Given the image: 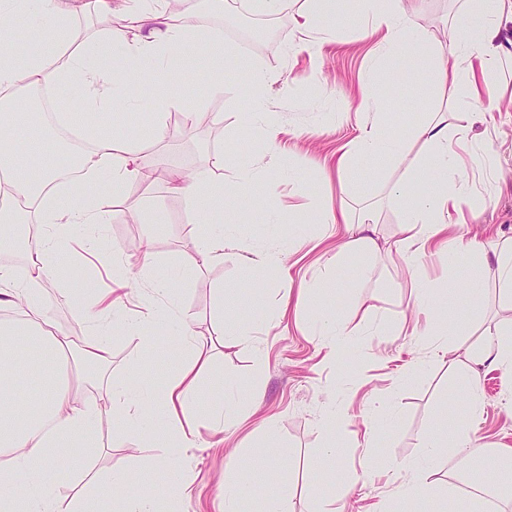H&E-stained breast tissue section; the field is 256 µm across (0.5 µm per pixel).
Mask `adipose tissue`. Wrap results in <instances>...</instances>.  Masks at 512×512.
<instances>
[{
    "label": "adipose tissue",
    "mask_w": 512,
    "mask_h": 512,
    "mask_svg": "<svg viewBox=\"0 0 512 512\" xmlns=\"http://www.w3.org/2000/svg\"><path fill=\"white\" fill-rule=\"evenodd\" d=\"M82 3L96 5L105 13L112 10V0H0V227L14 224L15 209L21 202L27 207V218L44 227L43 233L26 243L23 277L0 266V310L19 314L18 319L0 321V512H102L107 501L113 512H157L149 487H130L120 475L101 484L94 496L61 505L58 490L73 479L66 460L74 450L95 447L90 422L100 414H111L123 430L138 432L159 447V454L145 468L175 472L174 498H191L195 483L183 455L198 445L199 422L194 410L201 376L209 369L211 357L199 346L186 316L177 308L174 288L163 287L167 303L159 315L162 322L182 331V363L157 391L115 387L104 404L86 407L78 405L77 395L88 379L62 375L71 343L55 334L42 292L61 267L72 227L106 220L95 198L85 194V186L99 185L118 202L142 178L138 156L124 129L111 122L114 104L142 97L139 76L144 67H151L168 83L179 82V72L168 68L167 62L176 57L192 61L200 35L178 22L169 0H123L126 20L136 31L134 38L116 44L103 36L76 46L71 40V23ZM358 3L361 16L378 37L376 65H383L390 56H414L419 62L414 80L443 90L463 88L476 99L489 98V106L470 113L469 120L496 125L497 107L492 103L489 77L503 59L512 58V43L501 38L503 27L512 24V0H468L466 13L444 42L431 41L425 31L410 25L423 0ZM17 14L26 15L32 42H39L44 33L52 34L53 52L34 50L19 55L11 51V19ZM104 51L113 54L108 70L93 62ZM24 89L57 94L80 90L81 125L94 149L73 158L77 179L59 184L56 170L50 167L36 175L30 173L29 160L41 153L50 131L39 107L23 101L20 92ZM21 124L35 126L36 134L17 138L15 130ZM412 139L423 143L426 154L413 167L411 178L427 182L429 189L405 208L400 224L405 261L410 265L427 243L453 225L454 214L470 201L469 183L456 152L467 140L465 127L449 128L444 119L431 114L414 127ZM406 150L407 141L366 127L341 154L337 170L348 171L357 156L399 162ZM168 189L188 202L196 223H223L224 207L232 196L223 184L178 174L169 178ZM111 265L115 291L101 292L94 281L83 278L68 282L62 290L67 301L81 308L89 325L80 355L99 373L112 362L104 314L124 318L130 328L138 326L136 317L127 314L120 293L130 280L121 252H113Z\"/></svg>",
    "instance_id": "obj_1"
}]
</instances>
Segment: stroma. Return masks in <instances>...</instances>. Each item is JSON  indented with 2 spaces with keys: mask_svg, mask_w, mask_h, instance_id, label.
<instances>
[{
  "mask_svg": "<svg viewBox=\"0 0 512 512\" xmlns=\"http://www.w3.org/2000/svg\"><path fill=\"white\" fill-rule=\"evenodd\" d=\"M223 10L211 0H187V24L224 42V59L216 61L207 45H200L193 64L201 80L191 85L153 86V95L182 98L190 114L171 110L169 141L144 136L149 98L135 109H116L115 122L134 136L143 163L165 157L169 168L237 186L243 167L257 180L242 187V205L225 213L237 224L238 239L224 246L222 264L198 277L187 270L195 256L197 229L187 202L167 189L165 173L138 185L121 203V214L94 227L78 225L74 242L95 239L96 262L72 261L63 278L98 277V264L112 252L122 251L133 273L127 292L138 300L143 254L152 251L149 272L154 279L176 282L178 305L189 318L195 335H214L216 311L213 290L224 287V308L233 311L236 328L248 331L237 348H214L213 371L202 382L196 408L203 415L225 404L232 418L225 433L200 426L197 448L185 462L196 475L190 500L167 504L163 512H220L219 486L229 455H238V467L253 485L255 495L245 512H263L266 498L277 497L284 512H310L306 494L309 478L315 491L326 497L331 512H441L451 476L461 465L480 464L490 469L487 449L512 447V373L475 365L469 352L480 350L497 328L512 323V305L497 292L493 265L478 268L484 282L481 302L448 277V255L438 246L427 248L414 269H407L397 252L404 202L389 200V185L403 178L404 165L392 160H356L345 179L336 176V160L365 126L379 123L395 136H410L429 112L445 113L449 127L466 124L464 91L444 94L434 86L411 82L414 59L395 56L388 68L397 73V86L383 98L382 111L364 106L361 92L371 83L375 37L357 12L355 0H339L335 15L326 22L319 54H311L296 31L290 12L257 9L250 0H223ZM466 0H425L424 10L412 19L433 39H444ZM122 14L103 16L77 12L74 32L91 39L107 32L113 42L129 38ZM270 27L263 43L242 45L244 24ZM276 74L264 100L280 130L275 144L242 127L240 119L253 102L243 91L252 66ZM221 70L224 93H208L206 77ZM213 113L211 127L200 129L196 116ZM469 142L486 161L468 168L472 202L464 209L457 235L478 238L491 246L512 237V111L503 113L498 129L477 124ZM224 156L223 168L207 169V155ZM262 206H250L254 196ZM161 207L166 222L153 229L148 216ZM375 208L379 222L369 251H344L352 236L348 224H319L325 211H347L358 216ZM424 284L433 321L431 334L414 332V303L419 292L412 281ZM43 301L62 334L86 336L88 325L77 308L66 303L57 286H47ZM335 321L348 332V343L330 355L315 321ZM109 339L112 364L99 383L86 387L79 402H100L115 386L152 388L183 358L180 336L166 326H145L142 334H128L115 322ZM477 373L483 394L480 410L467 400L470 373ZM275 419L272 441L258 428L263 416ZM334 417L335 457L322 448L325 417ZM469 424L476 439L467 457L440 458L432 475L429 500L403 497L411 466L425 454L422 437L439 417ZM380 419L378 445L368 442L367 424ZM102 448L91 458L72 459L78 479L62 488L63 501L91 495L92 479H108L119 470L128 484L149 479L156 496H169L174 476L157 470L144 476L143 464L155 451L134 432L121 431L111 417H98L93 426ZM282 455L275 469L258 470L255 460L267 445Z\"/></svg>",
  "mask_w": 512,
  "mask_h": 512,
  "instance_id": "stroma-1",
  "label": "stroma"
}]
</instances>
